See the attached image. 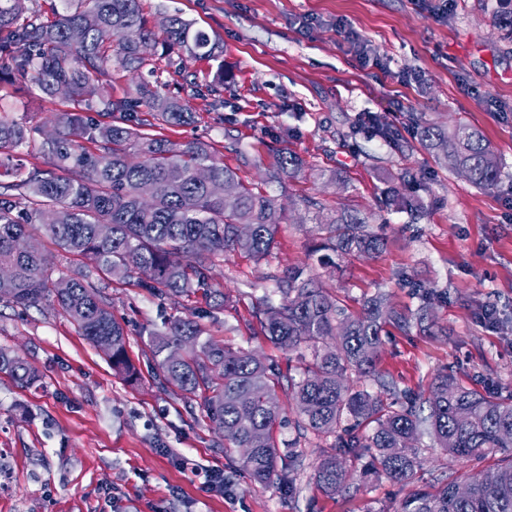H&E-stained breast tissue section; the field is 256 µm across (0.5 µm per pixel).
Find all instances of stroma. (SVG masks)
Wrapping results in <instances>:
<instances>
[{"mask_svg": "<svg viewBox=\"0 0 512 512\" xmlns=\"http://www.w3.org/2000/svg\"><path fill=\"white\" fill-rule=\"evenodd\" d=\"M447 3L442 18L429 0H144L149 18L180 15L206 31L218 53L182 57L191 81L183 96L196 118L163 136L215 143L225 164L257 187L272 160L268 143L296 153L304 169L279 194L283 219L272 257L229 251L214 267L224 309L200 296L178 305L134 282L101 279L114 312L129 323L135 383L115 376L53 302L24 310L0 303V348L42 375L40 386L20 389L0 374V512H397L410 486L358 468L333 496L316 488L309 469L293 495L251 486L240 452L225 449L200 400L163 390L151 358L150 331L169 316H192L225 347L252 350L299 377L306 349L285 350L259 335L253 302L270 274L315 265L317 226L301 203L306 196L374 213L370 229L387 241L377 257L343 255L320 270L322 286L351 309L380 291L396 309L416 310L418 282L443 294L432 325L394 328L383 339L377 370L400 395H427L447 368L465 384L512 393V25L504 21L512 0ZM351 32L369 42L381 67L355 57ZM219 75L224 86L214 95L209 87ZM75 107L61 95L0 83V108L31 127ZM369 112L409 144V113L437 125L462 120L484 133L505 173L494 188L479 189L421 150L401 155L370 128L345 138ZM405 169L429 208L415 224L379 205ZM277 394L289 419L276 431L280 450L315 462L326 441L292 428L295 403L287 386ZM418 446L424 484L445 475L466 482L494 464L452 458L426 435ZM210 468L223 470V491L203 489L201 472Z\"/></svg>", "mask_w": 512, "mask_h": 512, "instance_id": "35a3bbf8", "label": "stroma"}]
</instances>
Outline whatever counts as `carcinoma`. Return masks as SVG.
Here are the masks:
<instances>
[{"label": "carcinoma", "mask_w": 512, "mask_h": 512, "mask_svg": "<svg viewBox=\"0 0 512 512\" xmlns=\"http://www.w3.org/2000/svg\"><path fill=\"white\" fill-rule=\"evenodd\" d=\"M30 0H0V71L19 89H36L54 98L60 91L83 105L79 112L52 115L53 133L39 140L34 130L0 111V155L26 144L48 164L20 178L0 181V302L28 308L53 299L78 332L93 346L111 342L105 353L112 368L131 376L136 367L127 350V330L91 276L53 278L43 250L49 239L64 253L89 259L97 272L114 280L136 278L137 285L171 301H188L200 293L224 306V294L212 283V270L226 251L255 259L271 256L281 223L278 198L241 180L238 169L224 164L204 141L177 144L148 130L190 124L189 102L167 91L188 83L168 51L214 57L209 35L179 16L149 26L143 0H61L52 17L29 6ZM165 49V64L150 63L148 45ZM125 72L148 68L153 80L136 82L120 97L94 85L93 78L112 66ZM420 147L434 162L466 174L477 188L495 187L501 164L481 132L458 122L442 128L411 112ZM264 183L278 185L296 177L303 162L276 146ZM233 188L213 195L196 177ZM389 200L402 210L420 209L418 196L393 192ZM304 206L321 214L323 235L314 252L322 265L327 252L370 257L384 250V239L368 230L373 215L337 211L315 197ZM108 224L111 235H100ZM252 233L241 237L237 225ZM66 281L62 291L57 284ZM271 286L255 298L262 334L288 348L310 352L299 379L288 378L299 418L298 429L332 437L314 466V481L325 494L340 492L349 476L347 462L368 459L367 471L395 483L412 482L421 468L416 443L424 434L446 454L485 459L501 453L488 483L460 482L447 476L431 489L402 500L397 512H512V394L494 386L482 391L464 385L448 371L431 384L427 404L411 398L383 402L368 389L371 380L391 390L376 363L383 325L402 330L413 314L391 306L386 294L363 299L358 312L322 288L305 267L270 276ZM424 319L438 297L417 285ZM181 346L182 357L169 358ZM150 352L163 373L165 387L202 400L210 425L224 436V447L247 448L242 468L251 482L279 485L292 493L303 457L282 456L273 430L281 406L276 386L280 372L246 349H229L203 336L193 318L172 316L150 332ZM0 373L28 388L40 380L38 369L17 354L0 349Z\"/></svg>", "instance_id": "cac0c4a2"}]
</instances>
